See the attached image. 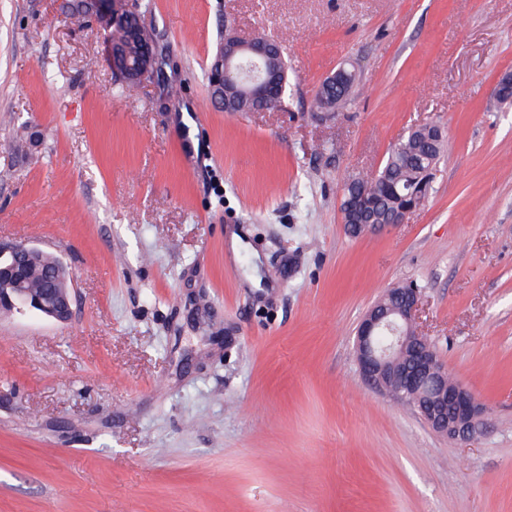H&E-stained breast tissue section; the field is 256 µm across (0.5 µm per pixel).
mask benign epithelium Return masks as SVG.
<instances>
[{"instance_id":"benign-epithelium-1","label":"benign epithelium","mask_w":512,"mask_h":512,"mask_svg":"<svg viewBox=\"0 0 512 512\" xmlns=\"http://www.w3.org/2000/svg\"><path fill=\"white\" fill-rule=\"evenodd\" d=\"M90 14L109 30L121 19L110 0H90ZM278 42L251 34L238 37L229 54L218 52L208 71L211 100L226 112L232 106L224 101V80L235 79L245 90L244 100L257 102V112L269 111L284 93L285 79L271 62ZM112 69L126 80L138 83L156 69V56L130 64L112 54ZM494 96L503 103L512 102V73L497 80ZM431 176H420L419 198L399 209L393 224H402L422 206L430 192ZM352 237L374 235L390 228L388 224H349L342 220ZM38 248L25 243L0 242V309L19 312L29 308L59 322L73 315L75 293L67 268H55L47 274L53 287L31 291L18 287L26 274L29 256ZM421 289L413 283L389 288L360 322L356 336V354L360 372L374 387L414 406L434 432L452 440L466 441L479 432L483 406L475 393L458 381L448 380V370L437 351L419 331L409 332L416 324Z\"/></svg>"}]
</instances>
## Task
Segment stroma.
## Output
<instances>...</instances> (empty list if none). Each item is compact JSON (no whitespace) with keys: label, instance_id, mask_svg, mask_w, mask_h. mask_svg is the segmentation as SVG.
<instances>
[{"label":"stroma","instance_id":"1","mask_svg":"<svg viewBox=\"0 0 512 512\" xmlns=\"http://www.w3.org/2000/svg\"><path fill=\"white\" fill-rule=\"evenodd\" d=\"M76 4L0 0V240L76 289L65 323L0 310V512H512V0H151L132 93ZM226 21L286 48L279 108L209 102ZM424 123L426 202L345 234L343 176ZM410 281L488 409L469 442L360 372V319ZM346 74L344 70V65L340 66L335 73L328 76L321 84L319 90L323 91L326 88L331 89L333 85L336 84V87L333 88L328 93H317V99H315V105L318 109L325 111V105L329 104L333 110L338 109L343 106L345 103V99L349 94V89L351 87L350 79L346 78V81L336 83V78L340 75Z\"/></svg>","mask_w":512,"mask_h":512}]
</instances>
